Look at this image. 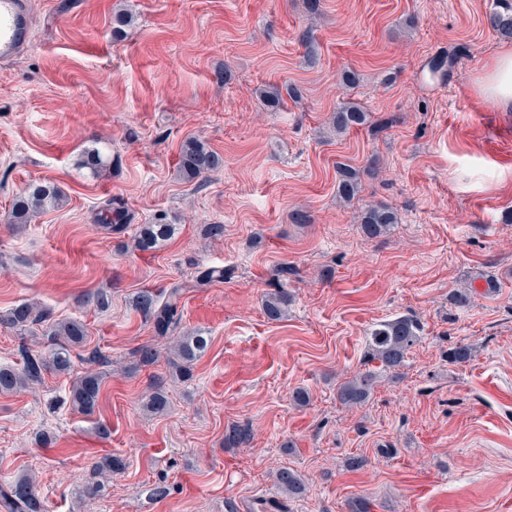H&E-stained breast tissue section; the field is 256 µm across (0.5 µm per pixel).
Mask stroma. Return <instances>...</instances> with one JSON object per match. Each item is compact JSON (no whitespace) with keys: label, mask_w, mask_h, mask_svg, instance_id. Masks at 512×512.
Returning <instances> with one entry per match:
<instances>
[{"label":"stroma","mask_w":512,"mask_h":512,"mask_svg":"<svg viewBox=\"0 0 512 512\" xmlns=\"http://www.w3.org/2000/svg\"><path fill=\"white\" fill-rule=\"evenodd\" d=\"M29 2L30 45L0 73V318L30 301L88 336L72 373L0 392V482L31 474L47 512H265L289 466L307 490L285 512H349L358 497L376 512H512V112L478 86L504 44L495 0H319L315 13L308 0ZM120 10L132 24L118 34ZM439 57L445 72H431ZM272 85L301 98L267 111ZM345 101L367 119L338 135L328 121ZM191 137L224 159L202 180L179 173ZM94 148L108 160L96 175L80 165ZM340 163L361 172L349 202ZM34 181L62 199L14 229L3 215ZM109 204L126 230L103 229ZM371 204L398 216L375 238L359 221ZM161 212L174 236L135 251ZM211 267L223 280L196 284ZM180 283L173 336L210 343L175 382L166 359L138 367L139 347L172 336L132 300ZM277 288L291 303L271 321L262 303ZM462 288L463 309L450 301ZM402 315L421 322L420 342L367 403L343 406L337 388L363 370L371 329ZM45 330L0 321V366L42 350ZM460 344L472 360L449 363ZM95 349L107 377L86 417L70 390ZM157 378L170 406L155 415L144 399ZM243 423L252 442L225 447ZM107 454L126 468L88 498ZM353 456L366 465L350 469Z\"/></svg>","instance_id":"35a3bbf8"}]
</instances>
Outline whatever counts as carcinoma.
<instances>
[{
    "label": "carcinoma",
    "mask_w": 512,
    "mask_h": 512,
    "mask_svg": "<svg viewBox=\"0 0 512 512\" xmlns=\"http://www.w3.org/2000/svg\"><path fill=\"white\" fill-rule=\"evenodd\" d=\"M497 9L490 14L492 28L502 37L512 39V0H496ZM366 121V112L352 102H343L331 113L329 123L338 134H344L356 125ZM224 163L223 158L198 139L185 141L181 148L179 169L183 177L192 181L217 170ZM359 170L351 167L339 169L338 195L353 200L360 191ZM60 199V192L44 184L28 187L27 195L18 198L5 217V222L22 227L32 222L39 211L53 205ZM103 227L110 232H121L125 228L124 214L119 208H105L101 218ZM397 223V214L389 207L369 205L361 214V224L365 233L376 237L390 225ZM176 227L165 222V215L158 214L152 224H143L133 238V248L139 252H150L175 234ZM183 285L171 288L165 303H159L157 295L150 290H142L133 299L135 310L153 323L159 336L167 335L177 321L178 302ZM290 298L288 292L278 290L267 296L263 310L272 321L282 319L287 311ZM50 320V312L34 303H20L10 309L3 323L25 330L35 324ZM423 327L414 318L397 317L382 322L371 333L370 351L367 362H376L385 370H396L404 361L411 347L421 339ZM87 329L78 320H65L50 325L44 350L33 353L22 351L20 366L0 367V392L20 391L42 382L45 373L67 374L72 369L74 348L85 343ZM209 344V338L197 332L180 336L174 340L173 357L170 367L176 377L185 381L192 377L193 365L200 359ZM377 373L368 369L341 384L337 398L349 407L365 404L371 397ZM104 373L87 370L77 378L70 391L72 405L85 416H91L98 408ZM147 411L162 414L168 409V399L164 388L154 387L144 404ZM252 430L247 424H236L224 435V447L238 448L251 440ZM126 468L125 461L116 455L103 458L93 467V474L99 479L85 488L90 497L101 496L106 491L102 478L109 473ZM274 484L288 499H299L306 492V483L301 474L291 467H280L274 473ZM0 498L7 503L10 512H45L43 500L37 493L32 477L22 475L0 487Z\"/></svg>",
    "instance_id": "1"
}]
</instances>
